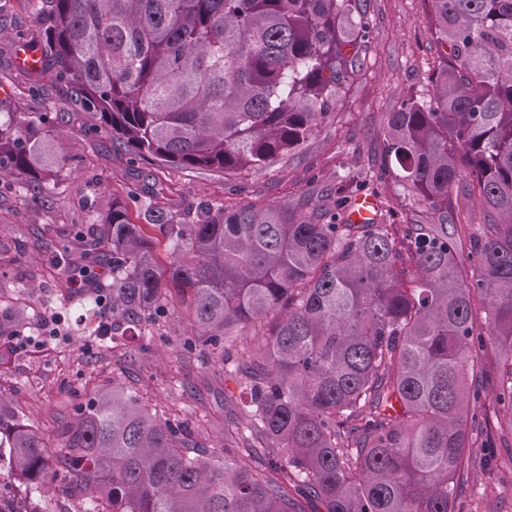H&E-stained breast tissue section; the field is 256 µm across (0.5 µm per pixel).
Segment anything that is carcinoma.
Here are the masks:
<instances>
[{
	"label": "carcinoma",
	"mask_w": 512,
	"mask_h": 512,
	"mask_svg": "<svg viewBox=\"0 0 512 512\" xmlns=\"http://www.w3.org/2000/svg\"><path fill=\"white\" fill-rule=\"evenodd\" d=\"M425 2L446 50L384 138L423 206L405 223L353 224L348 195L195 224L151 199L137 224L114 198L102 221L112 317H174L173 285L202 362L245 393L222 453L114 376L56 448L0 402L23 486L56 465L82 512H456L473 470L512 463V0ZM41 4L54 79L113 138L182 169L258 170L299 146L369 30L360 0ZM49 136L0 101V177L65 169Z\"/></svg>",
	"instance_id": "1"
}]
</instances>
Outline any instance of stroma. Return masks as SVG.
Returning a JSON list of instances; mask_svg holds the SVG:
<instances>
[{"mask_svg":"<svg viewBox=\"0 0 512 512\" xmlns=\"http://www.w3.org/2000/svg\"><path fill=\"white\" fill-rule=\"evenodd\" d=\"M371 23L366 48L349 67L337 103L297 148L259 170L172 168L113 140L97 115L77 101L72 85L31 73L23 49H42L44 14L38 0H0V99L61 127L49 153L67 159L71 175L33 180L0 178V396L25 424L57 446L67 422L112 376L130 378L154 400L176 401L184 428L217 430L237 416L243 400L228 394L199 362L183 366L190 326L173 321L151 335L111 336L110 304L88 308L65 290L70 253L110 266L109 250L89 244L113 198L154 196L182 223L225 204L307 200L325 203L349 183L373 197L377 210L403 222L414 201L396 174L376 178L388 113L407 94L427 97L442 48L433 39L423 0H366ZM27 35L16 43V31ZM461 512H512V470L471 473Z\"/></svg>","mask_w":512,"mask_h":512,"instance_id":"35a3bbf8","label":"stroma"}]
</instances>
